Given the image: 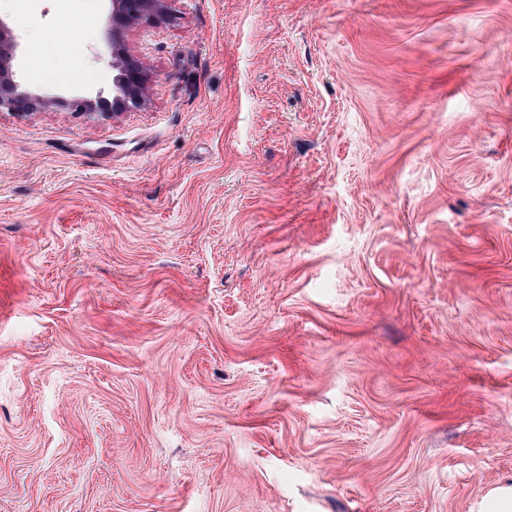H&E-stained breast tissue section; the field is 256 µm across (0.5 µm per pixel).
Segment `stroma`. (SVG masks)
<instances>
[{
  "instance_id": "stroma-1",
  "label": "stroma",
  "mask_w": 512,
  "mask_h": 512,
  "mask_svg": "<svg viewBox=\"0 0 512 512\" xmlns=\"http://www.w3.org/2000/svg\"><path fill=\"white\" fill-rule=\"evenodd\" d=\"M171 8L147 106L0 112V512H483L512 0ZM28 12L23 84L111 98L107 0Z\"/></svg>"
}]
</instances>
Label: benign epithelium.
<instances>
[{"mask_svg": "<svg viewBox=\"0 0 512 512\" xmlns=\"http://www.w3.org/2000/svg\"><path fill=\"white\" fill-rule=\"evenodd\" d=\"M171 0H109L108 18L110 42L106 46L109 64L115 72L112 100L119 110L145 106L151 97L152 82L140 56L124 47V37L144 24L159 25L174 21ZM18 44L8 26L0 20V112L26 115L60 104L62 99L32 90L17 80L15 63ZM71 109L87 115L115 117L119 110L103 111L104 100L98 96L74 97L67 100Z\"/></svg>", "mask_w": 512, "mask_h": 512, "instance_id": "7a95c632", "label": "benign epithelium"}]
</instances>
